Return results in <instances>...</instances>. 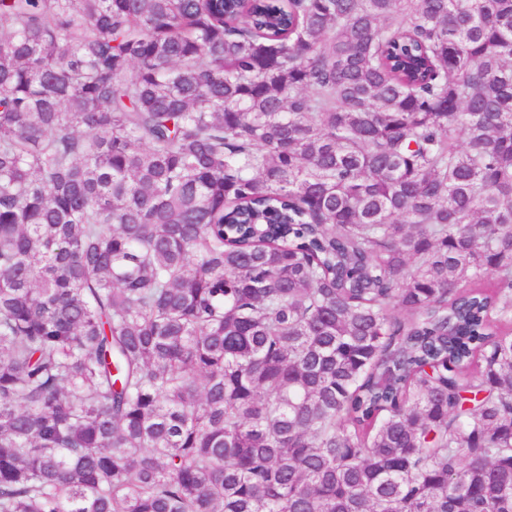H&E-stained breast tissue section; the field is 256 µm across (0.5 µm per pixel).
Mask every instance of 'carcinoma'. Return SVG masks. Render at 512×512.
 <instances>
[{
    "mask_svg": "<svg viewBox=\"0 0 512 512\" xmlns=\"http://www.w3.org/2000/svg\"><path fill=\"white\" fill-rule=\"evenodd\" d=\"M0 512H512V0H0Z\"/></svg>",
    "mask_w": 512,
    "mask_h": 512,
    "instance_id": "obj_1",
    "label": "carcinoma"
}]
</instances>
